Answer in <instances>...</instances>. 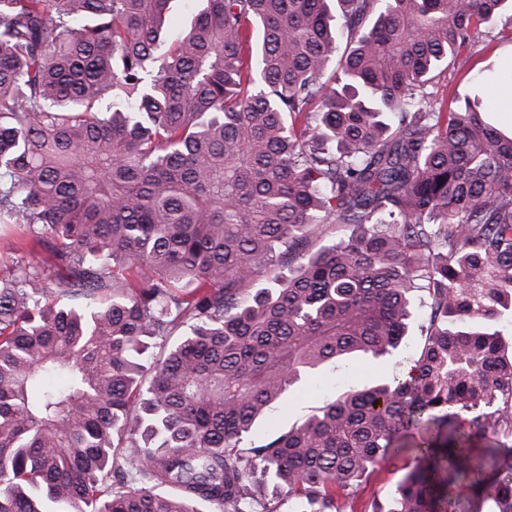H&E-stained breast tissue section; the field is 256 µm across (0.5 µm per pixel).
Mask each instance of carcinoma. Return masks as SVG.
<instances>
[{
    "mask_svg": "<svg viewBox=\"0 0 512 512\" xmlns=\"http://www.w3.org/2000/svg\"><path fill=\"white\" fill-rule=\"evenodd\" d=\"M169 2L0 0V224L32 254L0 279V512H342L424 417L371 512H440L495 463L474 440L512 457L484 329L512 322V135L429 88L512 0H204L179 32ZM415 289L407 375L254 437L324 364L393 355Z\"/></svg>",
    "mask_w": 512,
    "mask_h": 512,
    "instance_id": "cac0c4a2",
    "label": "carcinoma"
}]
</instances>
